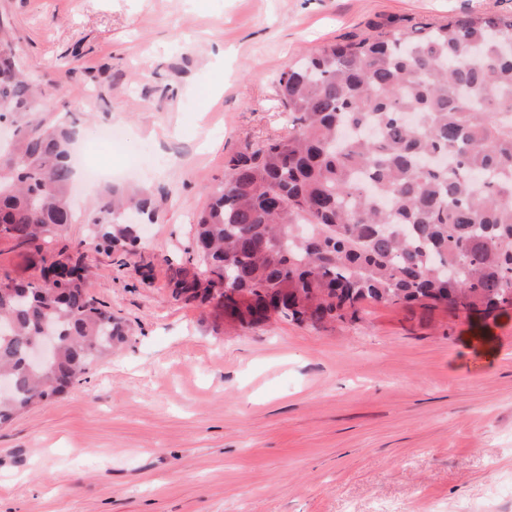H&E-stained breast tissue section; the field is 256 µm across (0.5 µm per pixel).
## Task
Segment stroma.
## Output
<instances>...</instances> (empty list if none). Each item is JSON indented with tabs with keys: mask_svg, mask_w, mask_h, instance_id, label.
<instances>
[{
	"mask_svg": "<svg viewBox=\"0 0 512 512\" xmlns=\"http://www.w3.org/2000/svg\"><path fill=\"white\" fill-rule=\"evenodd\" d=\"M472 12L512 0H0L15 60L56 90L40 119L72 120L78 164L154 204L125 264L88 255L126 342L0 425V512H512V307L369 303L353 324L241 332L167 286L225 161L287 134L284 70L377 22ZM110 125L115 148L94 136ZM105 185L77 178L69 242ZM40 267L0 239V276Z\"/></svg>",
	"mask_w": 512,
	"mask_h": 512,
	"instance_id": "35a3bbf8",
	"label": "stroma"
}]
</instances>
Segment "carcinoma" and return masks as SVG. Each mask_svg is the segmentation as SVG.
Instances as JSON below:
<instances>
[{"mask_svg": "<svg viewBox=\"0 0 512 512\" xmlns=\"http://www.w3.org/2000/svg\"><path fill=\"white\" fill-rule=\"evenodd\" d=\"M0 26V104L22 114L17 160L0 164V226L39 252L74 219L72 131L34 115L42 93ZM288 135L248 144L224 165L197 218L186 264L168 287L224 310V325L265 320L355 323L366 302L485 317L512 305V16L471 13L328 44L281 73ZM448 157L445 166L428 164ZM148 200L110 185L90 219L97 252L138 240L130 212ZM238 269L224 287V270ZM67 249L37 281L0 279V421L64 392L125 340L87 291ZM51 327L55 359L30 371L32 341Z\"/></svg>", "mask_w": 512, "mask_h": 512, "instance_id": "1", "label": "carcinoma"}]
</instances>
